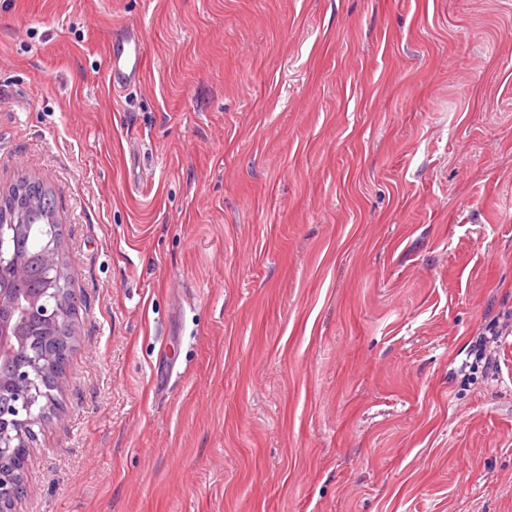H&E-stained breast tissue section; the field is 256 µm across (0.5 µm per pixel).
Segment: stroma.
Returning a JSON list of instances; mask_svg holds the SVG:
<instances>
[{
	"mask_svg": "<svg viewBox=\"0 0 512 512\" xmlns=\"http://www.w3.org/2000/svg\"><path fill=\"white\" fill-rule=\"evenodd\" d=\"M23 177L77 341L19 512H512V0H0ZM112 41L107 58V73L114 90L127 89L140 83L143 74L145 47L141 31Z\"/></svg>",
	"mask_w": 512,
	"mask_h": 512,
	"instance_id": "obj_1",
	"label": "stroma"
}]
</instances>
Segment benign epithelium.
I'll return each instance as SVG.
<instances>
[{"label":"benign epithelium","instance_id":"obj_1","mask_svg":"<svg viewBox=\"0 0 512 512\" xmlns=\"http://www.w3.org/2000/svg\"><path fill=\"white\" fill-rule=\"evenodd\" d=\"M11 265L13 276L0 279V358L24 350L9 380L0 383V512H17L26 495L24 481L5 469L7 461L29 452L37 434L33 424H45L47 410L57 404L67 371L48 373L44 361L58 354L68 358L75 346L71 318L75 296L54 288L21 297L12 283L26 275L25 263L0 250V265ZM63 243L47 254L44 277L51 281L61 272Z\"/></svg>","mask_w":512,"mask_h":512}]
</instances>
